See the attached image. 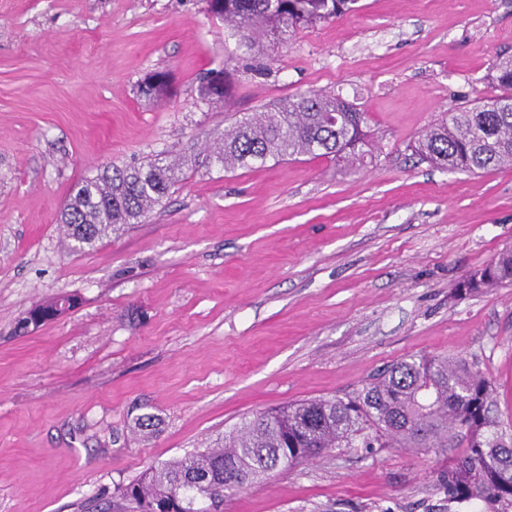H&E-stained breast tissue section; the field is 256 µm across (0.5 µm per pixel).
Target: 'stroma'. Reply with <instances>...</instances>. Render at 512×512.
Instances as JSON below:
<instances>
[{"label":"stroma","mask_w":512,"mask_h":512,"mask_svg":"<svg viewBox=\"0 0 512 512\" xmlns=\"http://www.w3.org/2000/svg\"><path fill=\"white\" fill-rule=\"evenodd\" d=\"M508 55L512 0H357L251 52L206 0H0V512H121L149 467L412 356L476 363L512 434V285L456 292L512 250V169L444 171L412 151L441 113L497 95ZM212 70L229 90L209 104ZM310 90L366 112L375 164L187 167L141 223L70 250L59 219L77 181L200 153ZM67 295L77 307L15 333ZM446 465L337 448L215 512H471L439 486ZM61 299H64L66 301H69L70 303H73L74 304V307L77 305V298H75V296H64V297H61V298H57L55 300H52V301H48L46 303H42V304H39L33 308H31L28 313L26 314V316H24L20 321L19 323H23L29 319H32L33 317H40V318H43L42 322L38 325H36L35 327L41 325V324H44L56 317H58V313H59V308H58V303H59V300ZM60 315H62L63 313H59Z\"/></svg>","instance_id":"35a3bbf8"}]
</instances>
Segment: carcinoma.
Returning a JSON list of instances; mask_svg holds the SVG:
<instances>
[{"label":"carcinoma","mask_w":512,"mask_h":512,"mask_svg":"<svg viewBox=\"0 0 512 512\" xmlns=\"http://www.w3.org/2000/svg\"><path fill=\"white\" fill-rule=\"evenodd\" d=\"M208 0L209 11L231 25L251 49L262 36L276 37L300 24L333 18L355 0ZM502 93L445 112L412 145L419 158L451 172L478 173L512 167V56L494 64ZM165 76L146 79L143 94L158 96ZM201 98L218 103L226 91L210 76L200 81ZM366 112L343 97L310 91L273 112L237 119L224 140L203 154L224 170L264 165L272 159L309 156L354 166L373 157ZM180 164L148 162L106 168L78 181L61 211L71 248L94 246L112 232L138 224L169 194ZM512 283V250L464 276L462 294H479ZM59 300L31 308L22 321L58 317ZM491 381L462 358L415 357L344 398L302 401L264 411L224 433V439L158 467L122 488L136 512H210L205 503L224 499L336 448H425L448 458L438 481L448 503L485 504L484 512H512V444L495 416ZM204 476L206 487L190 482Z\"/></svg>","instance_id":"cac0c4a2"}]
</instances>
